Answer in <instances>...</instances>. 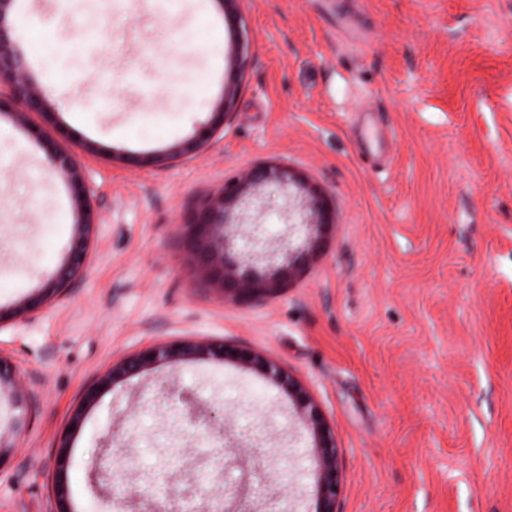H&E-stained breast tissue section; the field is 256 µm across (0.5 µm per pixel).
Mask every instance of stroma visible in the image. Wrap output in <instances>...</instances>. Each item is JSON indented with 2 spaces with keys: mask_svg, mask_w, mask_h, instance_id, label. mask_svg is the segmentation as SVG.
Listing matches in <instances>:
<instances>
[{
  "mask_svg": "<svg viewBox=\"0 0 512 512\" xmlns=\"http://www.w3.org/2000/svg\"><path fill=\"white\" fill-rule=\"evenodd\" d=\"M39 40L70 47L33 76L101 214L63 296L0 324L26 394L0 395V512H50L59 439L112 364L172 341L263 352L296 376L336 437L337 512H512V0H245L251 63L234 112L197 155L137 169L191 137L228 78L236 30L219 0H21ZM0 307L34 293L71 243L68 190L0 120ZM320 183L336 229L288 288L227 301L180 267V224L248 168ZM190 394L214 420L182 413ZM117 444H109L110 434ZM77 512H118L88 477L151 512H315L314 447L264 375L214 358L158 363L103 391L71 436Z\"/></svg>",
  "mask_w": 512,
  "mask_h": 512,
  "instance_id": "obj_1",
  "label": "stroma"
}]
</instances>
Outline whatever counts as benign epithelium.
Wrapping results in <instances>:
<instances>
[{
	"label": "benign epithelium",
	"mask_w": 512,
	"mask_h": 512,
	"mask_svg": "<svg viewBox=\"0 0 512 512\" xmlns=\"http://www.w3.org/2000/svg\"><path fill=\"white\" fill-rule=\"evenodd\" d=\"M18 0H0V80L10 87V95L0 97V118L7 117L22 126L45 154L47 166L63 178L68 186L74 214L71 245L58 270L39 291L23 298L17 308H0V323L26 311L43 307L61 294L80 275L88 258L94 227L99 223L93 197L75 153L63 148L62 142H76L68 129L58 127L55 135L28 121L36 113L44 121L53 120L48 91L31 75L20 38L15 34L14 15ZM225 20L239 28L238 38L227 58L230 79L224 84L221 98L214 104L211 119L194 135L170 147L166 152L131 157L118 156L125 164L143 168L164 166L197 153L224 126L231 114L240 80L250 63L247 38L241 31L243 0H219ZM15 102L25 111L11 112ZM78 143V142H76ZM83 151L93 150L87 142L78 143ZM276 213L285 217L284 229L271 239L263 226ZM336 226V207L332 198L317 183L287 166L266 163L242 171L224 183L216 194L200 202L196 210L179 225L183 243L182 265L193 277L208 281L224 298L244 301L290 285L308 266L323 254ZM248 241L238 246V240ZM192 355L214 356L253 369L278 385L288 396L302 425L315 442L313 478L317 491L316 512H337L341 490L339 451L336 439L310 393L291 374L270 362L262 353L244 351L233 346L173 342L151 346L125 358L112 367L84 392L82 404H93L100 393L115 383L143 373L159 362L176 364ZM8 390L20 405L23 395L16 382L14 364L0 356V391ZM69 436L60 440V451L52 474V512H75L70 497ZM90 480L100 491L112 495V477L99 463L88 466Z\"/></svg>",
	"instance_id": "1"
}]
</instances>
